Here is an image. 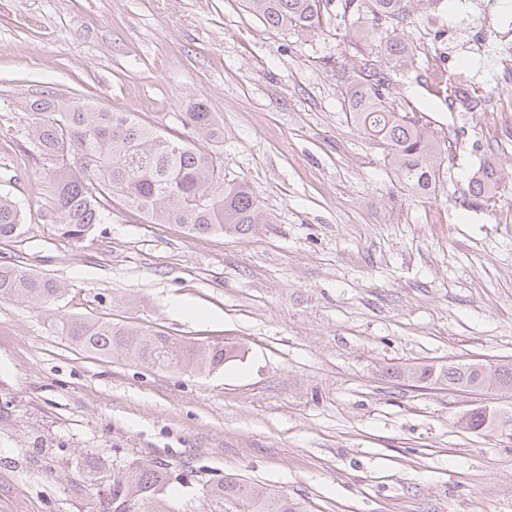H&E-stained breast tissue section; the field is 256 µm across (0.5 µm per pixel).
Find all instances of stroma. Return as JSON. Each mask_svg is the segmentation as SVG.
Masks as SVG:
<instances>
[{
	"label": "stroma",
	"instance_id": "obj_1",
	"mask_svg": "<svg viewBox=\"0 0 512 512\" xmlns=\"http://www.w3.org/2000/svg\"><path fill=\"white\" fill-rule=\"evenodd\" d=\"M392 97L446 145L426 195L356 129L337 77L369 46L333 10L314 32L265 26L244 0H0V192L25 232L0 263L53 278L46 307L0 299V512H99L77 461L168 463L172 512H229L226 474L306 512H512V430L462 429L512 398L412 383L397 369L512 361V0H416ZM487 99L454 103L456 82ZM133 112L174 137L207 105L218 157L272 218L191 236L113 205L80 241L57 230L25 98ZM497 194L461 200L483 162ZM195 307L183 316L178 303ZM108 317L244 357L209 374L81 352L60 317Z\"/></svg>",
	"mask_w": 512,
	"mask_h": 512
}]
</instances>
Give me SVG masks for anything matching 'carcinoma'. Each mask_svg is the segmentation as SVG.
Listing matches in <instances>:
<instances>
[{"label": "carcinoma", "mask_w": 512, "mask_h": 512, "mask_svg": "<svg viewBox=\"0 0 512 512\" xmlns=\"http://www.w3.org/2000/svg\"><path fill=\"white\" fill-rule=\"evenodd\" d=\"M332 0H246L247 8L264 23L297 33L320 27ZM411 0H344V8L370 13L374 24L386 27L383 54L392 65L405 62L413 47L399 34L410 23ZM354 125L384 146L386 157L403 188L412 193L431 191L443 169L440 142L416 116L401 111L391 97L390 72L363 57L358 71L342 73ZM459 105L481 112L486 100L457 90ZM31 113L28 135L38 154L50 163L48 178L61 235L79 241L102 223L116 202L136 211L150 224H178L190 235L245 234L262 223L258 200L245 182H224V168L214 147L224 142V127L203 103L179 113L191 130L189 138H171L131 112L97 109L57 95L25 102ZM498 171L491 162L474 173L464 195L466 205L497 189ZM24 234L20 208L0 194V238ZM63 288L50 278L18 264L0 265V299L22 298L43 305L59 298ZM58 328L81 351L100 357L121 355L160 371L210 373L239 357L235 347L218 343L182 344L155 330L114 323L108 318H64ZM398 376L411 382H445L459 388H487L484 371L467 362L447 366L405 367ZM471 430H490L494 420L480 410L467 422ZM95 482L101 512H171L166 489L171 468L163 462L132 463L128 468L101 474L94 456L81 463ZM207 494L234 501L240 512H305L288 495L235 474L211 483Z\"/></svg>", "instance_id": "cac0c4a2"}]
</instances>
